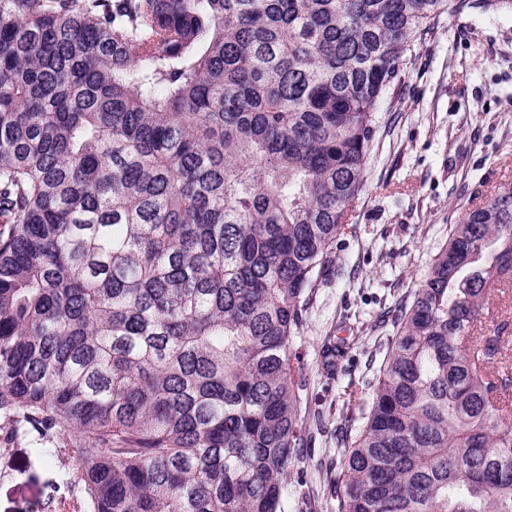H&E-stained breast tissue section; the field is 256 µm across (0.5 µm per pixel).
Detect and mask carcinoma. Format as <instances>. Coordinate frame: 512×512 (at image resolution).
Segmentation results:
<instances>
[{
	"label": "carcinoma",
	"instance_id": "cac0c4a2",
	"mask_svg": "<svg viewBox=\"0 0 512 512\" xmlns=\"http://www.w3.org/2000/svg\"><path fill=\"white\" fill-rule=\"evenodd\" d=\"M465 0H0V426L77 512H306L317 282ZM512 188L448 227L336 434V512H512Z\"/></svg>",
	"mask_w": 512,
	"mask_h": 512
}]
</instances>
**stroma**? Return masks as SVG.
Returning a JSON list of instances; mask_svg holds the SVG:
<instances>
[{
    "mask_svg": "<svg viewBox=\"0 0 512 512\" xmlns=\"http://www.w3.org/2000/svg\"><path fill=\"white\" fill-rule=\"evenodd\" d=\"M512 186V13L469 0L415 45L375 130L365 186L336 241L335 266L318 282L307 319L305 396L326 426L312 458L335 460L336 416L365 373L375 322L420 281L449 225L499 188ZM348 341L333 372L323 336ZM73 467L29 437L0 434V512H72Z\"/></svg>",
    "mask_w": 512,
    "mask_h": 512,
    "instance_id": "obj_1",
    "label": "stroma"
}]
</instances>
